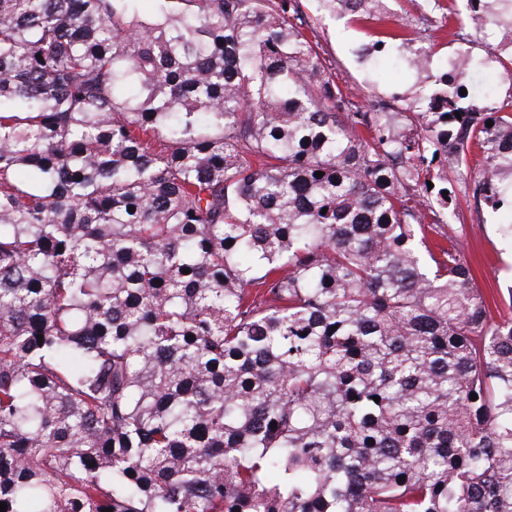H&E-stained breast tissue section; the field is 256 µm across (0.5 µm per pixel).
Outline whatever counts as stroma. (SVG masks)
<instances>
[{
	"label": "stroma",
	"mask_w": 512,
	"mask_h": 512,
	"mask_svg": "<svg viewBox=\"0 0 512 512\" xmlns=\"http://www.w3.org/2000/svg\"><path fill=\"white\" fill-rule=\"evenodd\" d=\"M308 34L329 72L343 86L348 99L360 106L376 100L393 101L396 110L410 111L416 98L433 86V75L448 67L459 52H469L475 66L467 74L470 86L491 79L497 99L512 96V58L496 55V38L453 40L451 30L464 21L461 12L450 10L448 0H390V14H340L320 8L317 0H301ZM405 29L407 41L393 47L391 60H379L363 49L390 28ZM422 49L429 55L426 71L403 65L404 57ZM457 194L452 234L470 260L476 282L486 294L512 288V241L501 236L499 217L475 202L470 172L452 174Z\"/></svg>",
	"instance_id": "obj_1"
}]
</instances>
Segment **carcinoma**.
I'll return each instance as SVG.
<instances>
[{
    "label": "carcinoma",
    "mask_w": 512,
    "mask_h": 512,
    "mask_svg": "<svg viewBox=\"0 0 512 512\" xmlns=\"http://www.w3.org/2000/svg\"><path fill=\"white\" fill-rule=\"evenodd\" d=\"M305 25L0 0L5 512H512V291L444 231L474 147L512 213V99L354 109Z\"/></svg>",
    "instance_id": "carcinoma-1"
}]
</instances>
